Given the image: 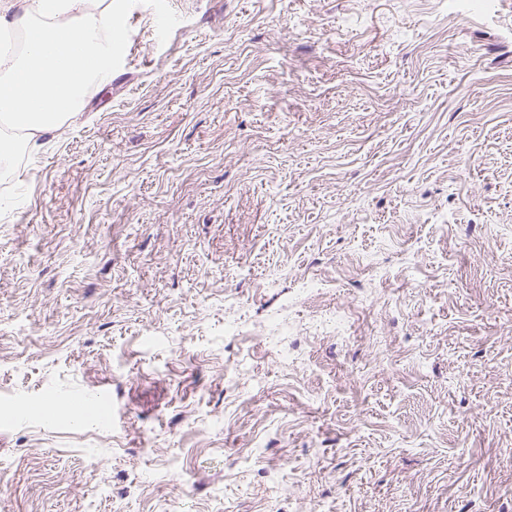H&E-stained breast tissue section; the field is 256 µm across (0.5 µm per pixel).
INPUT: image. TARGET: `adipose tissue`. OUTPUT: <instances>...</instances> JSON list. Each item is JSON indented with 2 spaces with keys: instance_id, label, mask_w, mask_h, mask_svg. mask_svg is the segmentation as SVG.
Returning <instances> with one entry per match:
<instances>
[{
  "instance_id": "ef3b65f1",
  "label": "adipose tissue",
  "mask_w": 512,
  "mask_h": 512,
  "mask_svg": "<svg viewBox=\"0 0 512 512\" xmlns=\"http://www.w3.org/2000/svg\"><path fill=\"white\" fill-rule=\"evenodd\" d=\"M124 0H0V32L23 39L0 51V171L14 156L61 137L86 95L112 75L125 39Z\"/></svg>"
}]
</instances>
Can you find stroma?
I'll return each mask as SVG.
<instances>
[{"instance_id": "stroma-1", "label": "stroma", "mask_w": 512, "mask_h": 512, "mask_svg": "<svg viewBox=\"0 0 512 512\" xmlns=\"http://www.w3.org/2000/svg\"><path fill=\"white\" fill-rule=\"evenodd\" d=\"M131 26L0 176V512H512V0Z\"/></svg>"}]
</instances>
